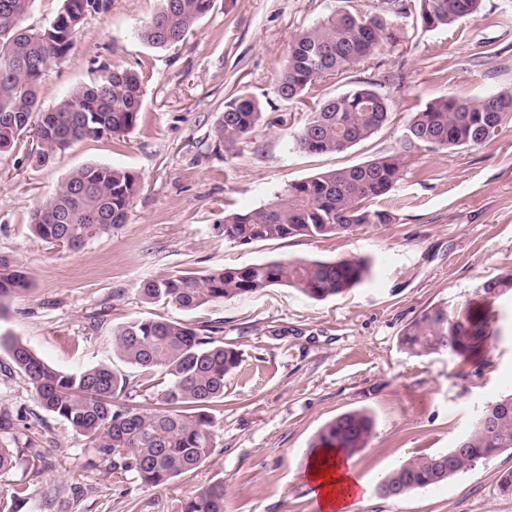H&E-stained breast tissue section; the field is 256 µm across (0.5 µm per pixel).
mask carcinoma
I'll return each mask as SVG.
<instances>
[{
	"instance_id": "obj_1",
	"label": "carcinoma",
	"mask_w": 512,
	"mask_h": 512,
	"mask_svg": "<svg viewBox=\"0 0 512 512\" xmlns=\"http://www.w3.org/2000/svg\"><path fill=\"white\" fill-rule=\"evenodd\" d=\"M314 25L301 30L289 45L286 63L276 79L278 96L302 99L315 82L368 60L385 45L401 39L399 21L411 16L435 30L477 16L482 0H382L380 12L362 14L350 0ZM33 0H0V154L33 131L42 162L53 160L70 144L103 131L119 135L138 122L143 103L142 76L115 67L90 84L71 88L51 109L42 108L40 88L47 68L69 52L83 19L102 13L108 0H63L47 26L22 25ZM213 7V0H161L158 11L138 36L154 47L183 40ZM263 105L247 93L224 100V111L212 130L215 145L232 149L250 139ZM388 99L368 86H353L307 113L293 136V146L312 155L341 153L377 132L388 120ZM512 119V91L477 99L440 97L426 103L404 126L398 145L387 154L350 167L337 168L289 183L267 204L224 213V240L239 246L263 241L344 236L391 224L392 212L368 202L387 194L400 180L408 159L422 151L463 149L490 139ZM142 178L133 171L87 164L70 172L58 189L30 216L41 241L71 249L86 239L126 223ZM90 215L101 222L87 223ZM371 276L362 258L333 260L273 259L209 271L186 269L143 283L150 303L184 311L217 301L244 298L284 286L310 300L341 295ZM19 270H0V312L4 302L29 288ZM512 288V273L485 282L486 306L466 303L455 310L434 304L407 323L400 344L415 356L446 354L478 364L491 336L489 298ZM224 327L188 324L158 317L132 320L113 332L116 357L147 373L144 384L161 388L150 409L132 404L127 378L107 366L77 373L49 364L21 339L0 334V350L35 388L42 407L66 422L83 441L86 467L116 477L131 475L146 488H158L197 468L217 447L212 411L224 402L225 379L241 363L236 345L224 341ZM13 418L0 415V475L28 456L31 443L12 435ZM375 419L365 411L337 416L306 449L354 453L365 447ZM512 449V393L487 403L475 415L454 447L419 454L390 471L377 491L384 498L429 489L475 463ZM182 512H224V486L213 485L186 499Z\"/></svg>"
}]
</instances>
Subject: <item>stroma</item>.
Segmentation results:
<instances>
[{
    "label": "stroma",
    "instance_id": "obj_1",
    "mask_svg": "<svg viewBox=\"0 0 512 512\" xmlns=\"http://www.w3.org/2000/svg\"><path fill=\"white\" fill-rule=\"evenodd\" d=\"M336 0H214L191 33L167 48L138 31L160 0H110L84 18L66 58L42 78L44 107L103 67L143 72L140 118L121 135L74 143L49 163L35 143L0 156V260L24 271L30 288L0 315L11 333L67 372L105 365L126 375L134 402L157 392L139 368L119 361L112 333L121 324L164 316L219 323L242 356L215 413L217 446L195 470L148 489L133 477L85 467L70 428L47 413L32 385L0 351V412L14 434L36 428L37 457L0 476V512H181L199 489L224 486V512H320L304 470L305 450L336 416L365 408L376 420L366 448L352 456L368 487L356 512H512L499 475L512 450L482 460L431 489L399 498L377 492L383 475L420 453L453 447L473 416L512 392V295L495 301L498 334L485 362L471 367L445 355L413 357L401 329L423 309L477 300L482 284L512 272V121L489 142L425 151L391 191L374 200L393 224L342 237L298 238L239 246L224 239L225 210L268 203L288 183L356 165L395 147L413 112L434 98H476L512 89V0H482L477 18L428 31L402 20L403 37L378 56L316 82L288 102L275 82L293 36L329 14ZM356 85L389 102V119L369 139L330 155L293 147L307 112ZM248 93L263 104L249 142L217 148L212 128L226 98ZM109 164L141 176L144 187L125 224L76 250L38 240L33 208L70 170ZM362 257L373 273L342 295L312 301L274 287L242 299L183 311L144 300L145 280L186 268L206 271L278 258ZM29 497L14 500L13 487Z\"/></svg>",
    "mask_w": 512,
    "mask_h": 512
}]
</instances>
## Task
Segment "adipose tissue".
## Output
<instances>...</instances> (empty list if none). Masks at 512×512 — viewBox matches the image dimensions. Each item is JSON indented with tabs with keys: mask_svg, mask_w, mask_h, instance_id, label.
Here are the masks:
<instances>
[{
	"mask_svg": "<svg viewBox=\"0 0 512 512\" xmlns=\"http://www.w3.org/2000/svg\"><path fill=\"white\" fill-rule=\"evenodd\" d=\"M305 478L322 512H354L364 496L363 485L356 479L350 460L338 452L326 458L310 456Z\"/></svg>",
	"mask_w": 512,
	"mask_h": 512,
	"instance_id": "1",
	"label": "adipose tissue"
}]
</instances>
